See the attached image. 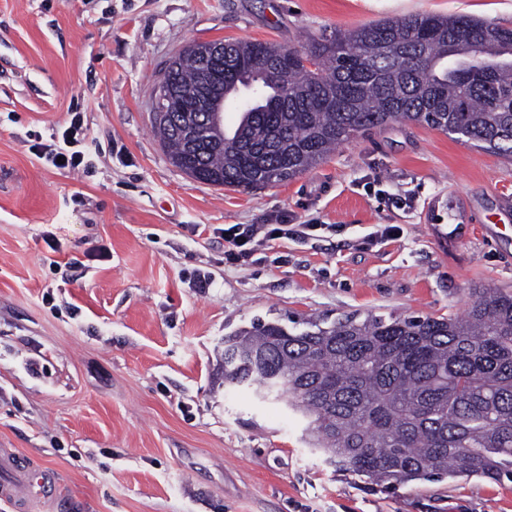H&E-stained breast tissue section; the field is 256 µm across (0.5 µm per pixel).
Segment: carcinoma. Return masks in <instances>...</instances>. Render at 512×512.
I'll list each match as a JSON object with an SVG mask.
<instances>
[{"mask_svg": "<svg viewBox=\"0 0 512 512\" xmlns=\"http://www.w3.org/2000/svg\"><path fill=\"white\" fill-rule=\"evenodd\" d=\"M191 44L170 61L174 98L155 113L171 163L214 186L286 183L340 144L392 122L512 158V29L466 15L380 20L312 39L281 58L224 42L204 73ZM247 89L235 129L206 93ZM240 355L224 382L284 400L312 448L387 487L512 481V293L485 289L463 315L359 319L305 330L257 318L224 337Z\"/></svg>", "mask_w": 512, "mask_h": 512, "instance_id": "cac0c4a2", "label": "carcinoma"}]
</instances>
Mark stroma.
Wrapping results in <instances>:
<instances>
[{"instance_id":"1","label":"stroma","mask_w":512,"mask_h":512,"mask_svg":"<svg viewBox=\"0 0 512 512\" xmlns=\"http://www.w3.org/2000/svg\"><path fill=\"white\" fill-rule=\"evenodd\" d=\"M415 13L512 28V0H0V448L55 485L31 512H512L509 481L334 468L283 405L225 386L220 359L258 317H438L512 289V160L393 123L247 191L191 179L153 130L192 43L298 49ZM74 108L83 174L32 150ZM227 224L317 231L229 267ZM381 224L399 236L374 239Z\"/></svg>"}]
</instances>
